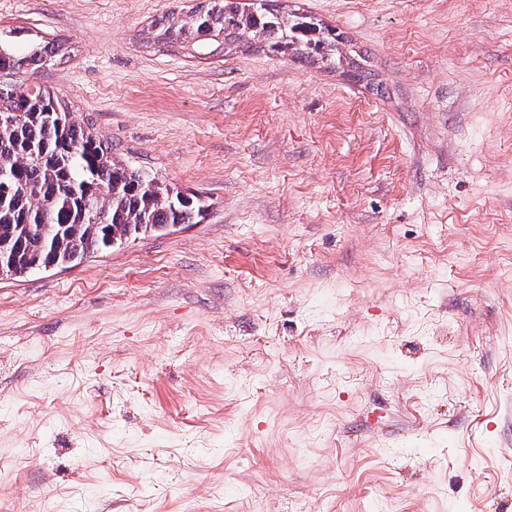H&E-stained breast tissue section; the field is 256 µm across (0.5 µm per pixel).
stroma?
Segmentation results:
<instances>
[{
    "mask_svg": "<svg viewBox=\"0 0 512 512\" xmlns=\"http://www.w3.org/2000/svg\"><path fill=\"white\" fill-rule=\"evenodd\" d=\"M0 0L18 75L196 224L0 280V512H512V0H276L335 60ZM26 47L18 52V47ZM49 42L31 43L29 34L22 28L0 29V72L2 76L24 73L31 65H45L51 58Z\"/></svg>",
    "mask_w": 512,
    "mask_h": 512,
    "instance_id": "1",
    "label": "stroma"
}]
</instances>
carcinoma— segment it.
I'll list each match as a JSON object with an SVG mask.
<instances>
[{
    "label": "carcinoma",
    "mask_w": 512,
    "mask_h": 512,
    "mask_svg": "<svg viewBox=\"0 0 512 512\" xmlns=\"http://www.w3.org/2000/svg\"><path fill=\"white\" fill-rule=\"evenodd\" d=\"M271 0H211L192 11L196 37L239 41L247 32L278 53L331 56L336 31L309 16L285 18ZM157 38L176 41L183 20L158 22ZM21 28L0 29V181L10 187L0 205V243L14 254L10 276L49 263L74 264L110 252L112 243L138 235L141 224H195L205 212L193 200L149 173L115 162L112 146L66 120L69 105L48 90L20 91L7 80L51 58Z\"/></svg>",
    "instance_id": "cac0c4a2"
}]
</instances>
